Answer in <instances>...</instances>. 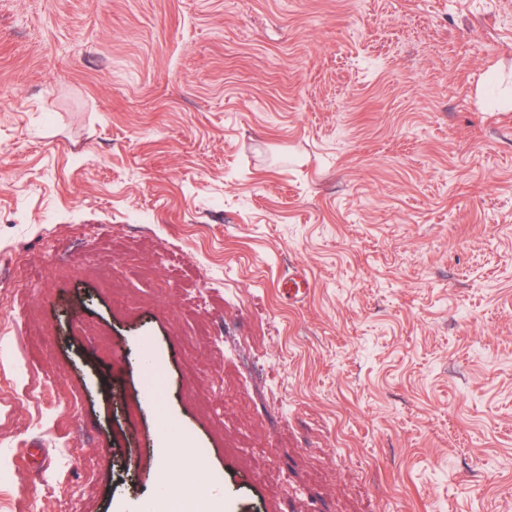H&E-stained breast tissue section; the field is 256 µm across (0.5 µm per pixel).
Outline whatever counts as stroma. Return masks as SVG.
I'll list each match as a JSON object with an SVG mask.
<instances>
[{
	"label": "stroma",
	"instance_id": "stroma-1",
	"mask_svg": "<svg viewBox=\"0 0 512 512\" xmlns=\"http://www.w3.org/2000/svg\"><path fill=\"white\" fill-rule=\"evenodd\" d=\"M166 429L224 512H512V0H0V512Z\"/></svg>",
	"mask_w": 512,
	"mask_h": 512
}]
</instances>
